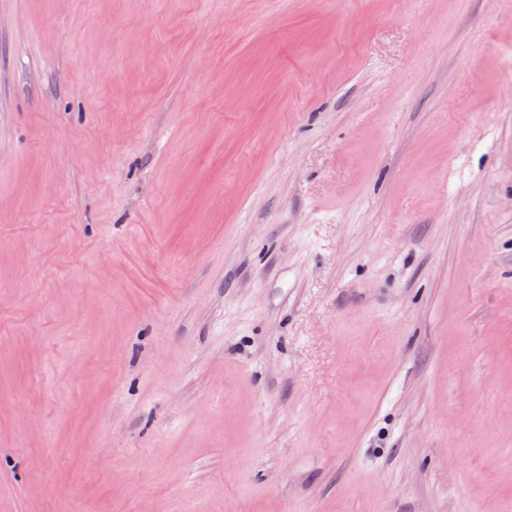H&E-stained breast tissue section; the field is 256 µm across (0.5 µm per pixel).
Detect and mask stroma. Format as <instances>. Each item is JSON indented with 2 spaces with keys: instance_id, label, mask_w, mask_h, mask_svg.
<instances>
[{
  "instance_id": "35a3bbf8",
  "label": "stroma",
  "mask_w": 512,
  "mask_h": 512,
  "mask_svg": "<svg viewBox=\"0 0 512 512\" xmlns=\"http://www.w3.org/2000/svg\"><path fill=\"white\" fill-rule=\"evenodd\" d=\"M0 512H512V0H0Z\"/></svg>"
}]
</instances>
